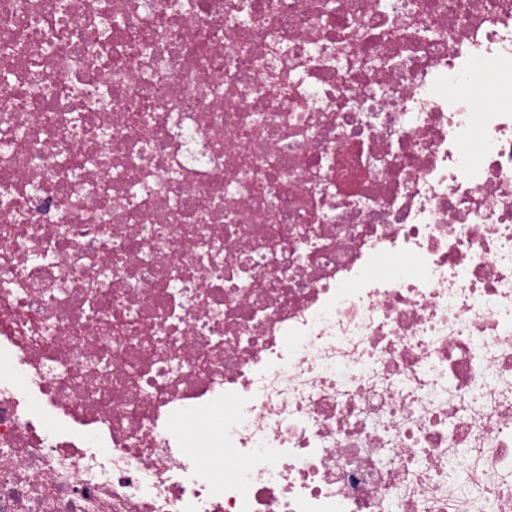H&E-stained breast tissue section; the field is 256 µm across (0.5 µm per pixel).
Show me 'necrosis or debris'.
<instances>
[{
  "instance_id": "4bbe7bcc",
  "label": "necrosis or debris",
  "mask_w": 512,
  "mask_h": 512,
  "mask_svg": "<svg viewBox=\"0 0 512 512\" xmlns=\"http://www.w3.org/2000/svg\"><path fill=\"white\" fill-rule=\"evenodd\" d=\"M480 64L512 0H0V512H512Z\"/></svg>"
}]
</instances>
